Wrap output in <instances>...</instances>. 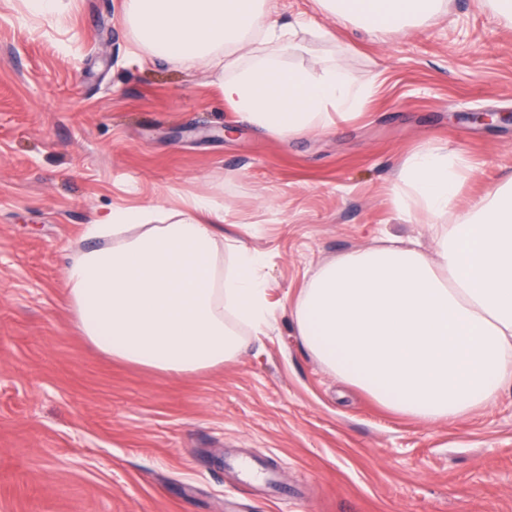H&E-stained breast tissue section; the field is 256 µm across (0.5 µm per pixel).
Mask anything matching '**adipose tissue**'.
<instances>
[{"label": "adipose tissue", "mask_w": 512, "mask_h": 512, "mask_svg": "<svg viewBox=\"0 0 512 512\" xmlns=\"http://www.w3.org/2000/svg\"><path fill=\"white\" fill-rule=\"evenodd\" d=\"M323 14L372 36L436 19L447 0H317ZM136 54L215 73L242 119L283 137L327 132L360 112L372 86L339 65L290 67L318 23L273 20L267 0H122ZM470 169L462 154L424 147L394 189L402 211L447 214ZM224 206L196 196L180 209H114L87 225L96 248L63 268L81 335L112 359L181 375L236 360L238 325L263 331L262 253L228 236ZM305 348L337 379L424 423L455 419L512 387V176L455 224L432 229V249L387 239L321 267L294 306Z\"/></svg>", "instance_id": "ef3b65f1"}]
</instances>
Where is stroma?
Segmentation results:
<instances>
[{"label":"stroma","instance_id":"stroma-1","mask_svg":"<svg viewBox=\"0 0 512 512\" xmlns=\"http://www.w3.org/2000/svg\"><path fill=\"white\" fill-rule=\"evenodd\" d=\"M61 20L0 0V512H512V391L423 423L337 380L291 312L321 266L375 240L459 222L512 175V26L484 0L376 38L315 0H274L328 41L292 64L337 60L374 86L334 131L283 138L237 121L203 68L138 60L121 0H64ZM460 152L472 175L452 214L397 211L404 160ZM214 195L267 259L271 316L236 360L183 375L117 362L75 329L62 269L115 207ZM274 461L279 500L230 463Z\"/></svg>","mask_w":512,"mask_h":512}]
</instances>
